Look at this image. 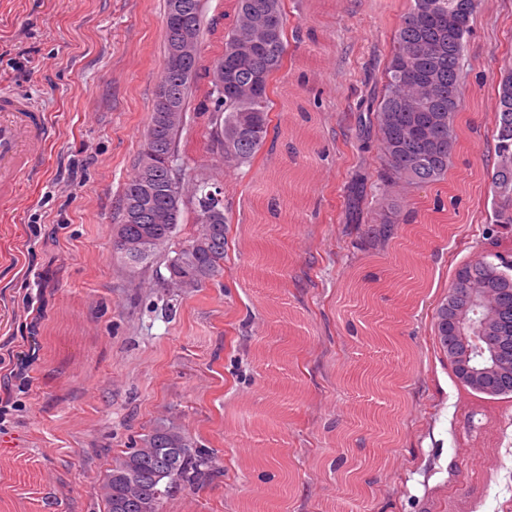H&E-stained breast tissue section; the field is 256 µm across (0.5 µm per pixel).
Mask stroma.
<instances>
[{"label": "stroma", "mask_w": 512, "mask_h": 512, "mask_svg": "<svg viewBox=\"0 0 512 512\" xmlns=\"http://www.w3.org/2000/svg\"><path fill=\"white\" fill-rule=\"evenodd\" d=\"M290 47L271 114L278 135L253 166L207 148L187 115L185 173L218 168L231 224L224 272L178 297L164 256L131 272L112 256V216L150 122L163 66V0H0V80L47 113L44 156L0 207V512H103L113 460L162 419L224 467L178 490L168 512H341L329 463L342 445L372 486L360 512H512V395L462 388L434 344V308L482 248L473 209L486 115L512 66V0H483L470 37L482 82L447 182L410 189L416 223L470 180L454 220L466 235L425 245L427 280L384 287L398 253L345 232L357 163L349 117L380 75L394 0H286ZM372 299L356 306L352 273ZM457 463L449 477V463Z\"/></svg>", "instance_id": "stroma-1"}]
</instances>
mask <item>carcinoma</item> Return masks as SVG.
Listing matches in <instances>:
<instances>
[{
  "instance_id": "carcinoma-1",
  "label": "carcinoma",
  "mask_w": 512,
  "mask_h": 512,
  "mask_svg": "<svg viewBox=\"0 0 512 512\" xmlns=\"http://www.w3.org/2000/svg\"><path fill=\"white\" fill-rule=\"evenodd\" d=\"M482 0H408L392 30L382 76L365 85L355 105L358 132L352 146L360 160L375 148L382 168L372 179L363 165L350 176L345 191L343 223L353 225L369 245L396 243L405 253L412 239L400 234L411 224L405 194L413 187L448 179L459 140L465 134L460 112L462 87L477 77L470 63L468 38ZM232 23L224 30V49L209 61L202 57L205 35L202 0H165L163 20L180 11L182 25H166L164 57L190 35L192 48L178 69L163 68L165 109L178 120L158 130L149 122L145 137L155 136L156 157L150 169L135 163L123 183L112 241L137 251L136 257L115 252L136 270L153 262L185 222L187 209L179 196L193 199V229L166 265L167 287L182 294L206 287L224 271L230 218L216 195L224 194L216 179L188 176L178 163L180 138L189 111L210 114L208 147L224 154V162L251 166L270 134L273 80L288 61L285 0H233ZM224 67V94L217 92L216 71ZM488 154L484 163L487 199L483 220L484 247L458 265L448 291L460 325L444 324L448 297L434 313L435 335L448 336V346H472L468 337L512 327V292L495 305L473 301L478 288L512 289V248L503 247V228L512 227V67L494 90ZM148 216L127 220V212ZM214 453L179 424L161 421L112 462L100 487L104 512H167L178 489L197 488L220 477Z\"/></svg>"
}]
</instances>
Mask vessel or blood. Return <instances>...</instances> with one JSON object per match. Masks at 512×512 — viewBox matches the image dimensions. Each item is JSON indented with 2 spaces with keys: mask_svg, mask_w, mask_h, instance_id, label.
I'll use <instances>...</instances> for the list:
<instances>
[{
  "mask_svg": "<svg viewBox=\"0 0 512 512\" xmlns=\"http://www.w3.org/2000/svg\"><path fill=\"white\" fill-rule=\"evenodd\" d=\"M48 123L34 101L0 86V197L13 196L21 173L46 150Z\"/></svg>",
  "mask_w": 512,
  "mask_h": 512,
  "instance_id": "b4317fda",
  "label": "vessel or blood"
}]
</instances>
